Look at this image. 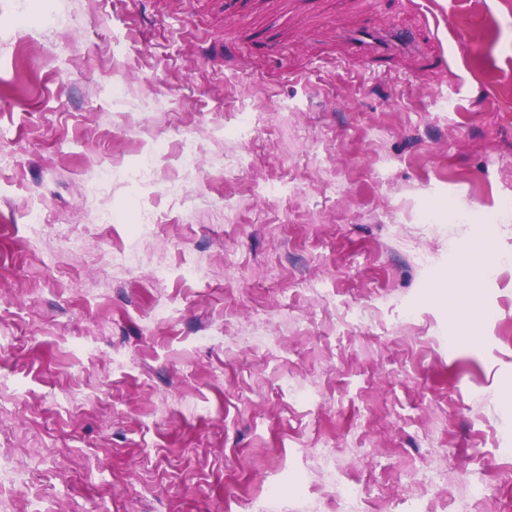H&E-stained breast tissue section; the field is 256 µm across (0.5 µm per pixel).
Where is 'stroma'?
Wrapping results in <instances>:
<instances>
[{
    "label": "stroma",
    "mask_w": 512,
    "mask_h": 512,
    "mask_svg": "<svg viewBox=\"0 0 512 512\" xmlns=\"http://www.w3.org/2000/svg\"><path fill=\"white\" fill-rule=\"evenodd\" d=\"M368 24L415 46L350 54ZM31 504L512 512V0H0Z\"/></svg>",
    "instance_id": "stroma-1"
}]
</instances>
